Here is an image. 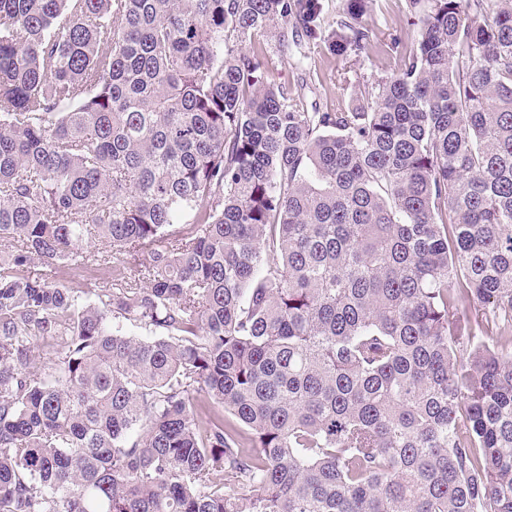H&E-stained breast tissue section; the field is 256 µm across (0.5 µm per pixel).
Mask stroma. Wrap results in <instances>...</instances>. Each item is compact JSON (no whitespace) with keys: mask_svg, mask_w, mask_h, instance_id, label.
Returning <instances> with one entry per match:
<instances>
[{"mask_svg":"<svg viewBox=\"0 0 512 512\" xmlns=\"http://www.w3.org/2000/svg\"><path fill=\"white\" fill-rule=\"evenodd\" d=\"M407 0H375L365 21L373 31L367 50L356 61L345 62L331 57L324 48L310 46L304 63L282 56L275 40H266L270 67L277 82L301 88L304 109L322 112L345 108L351 101L352 82L392 73L395 55L387 54L384 45L398 39L403 49L415 44L416 29L406 21Z\"/></svg>","mask_w":512,"mask_h":512,"instance_id":"1","label":"stroma"}]
</instances>
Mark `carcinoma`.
Segmentation results:
<instances>
[{
  "instance_id": "carcinoma-1",
  "label": "carcinoma",
  "mask_w": 512,
  "mask_h": 512,
  "mask_svg": "<svg viewBox=\"0 0 512 512\" xmlns=\"http://www.w3.org/2000/svg\"><path fill=\"white\" fill-rule=\"evenodd\" d=\"M371 3L0 0V512H512V0ZM407 10V0H376L365 17L373 30L370 46L359 57H353L356 61L348 63L331 57L323 47L311 44L305 49L308 59L299 65L292 55L282 56L277 41L264 38L276 81L292 87L303 85L301 102L309 112L344 109L351 102L350 87L355 80L363 77L371 80L395 70L398 60L395 54L384 52V43L397 38L403 50L413 48L416 27L407 23ZM94 258H90L86 266L80 270H71L67 265H53L47 268L39 266L49 277L69 287H77L80 283L93 282L99 278H112V270L100 269L95 265Z\"/></svg>"
}]
</instances>
